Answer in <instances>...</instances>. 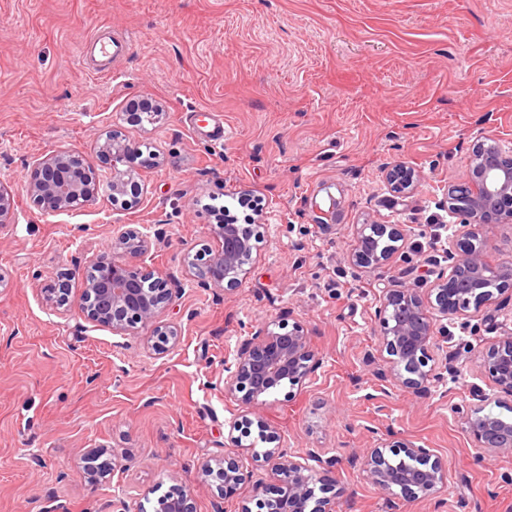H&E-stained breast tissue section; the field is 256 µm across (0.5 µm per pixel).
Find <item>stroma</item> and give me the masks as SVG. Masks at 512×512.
I'll list each match as a JSON object with an SVG mask.
<instances>
[{"label": "stroma", "instance_id": "obj_1", "mask_svg": "<svg viewBox=\"0 0 512 512\" xmlns=\"http://www.w3.org/2000/svg\"><path fill=\"white\" fill-rule=\"evenodd\" d=\"M97 31L130 51L100 66L85 45ZM145 97L156 122H127ZM112 132L136 149L139 206L101 196L43 214L26 191L32 165L68 148L107 175L99 147ZM479 136L512 149V0H0V180L16 200L0 226V512H154L175 488L192 490L194 512H262L251 478L264 458L238 456L234 493L200 480L231 451L229 421L259 417L288 455L335 458L322 495L336 512H512V454L475 447L465 424L475 409L512 420V396L483 369L512 336V291L437 319L425 391L391 374L376 313L383 289L424 291L447 273L431 226ZM398 163L419 179L395 199L383 171ZM322 189L341 202L328 229L302 209ZM245 190L262 215L241 204ZM220 206L264 224L231 291L187 265L215 247ZM152 224L164 238L140 264L167 276V318L181 325L160 355L149 329L116 336L45 299L63 273L79 297L113 235ZM364 224L404 230L385 268L350 259ZM281 325L301 326L320 364L305 387L245 407L225 393L224 367ZM386 439L432 449L444 487L402 498L373 485L364 457ZM97 448L130 467L91 478Z\"/></svg>", "mask_w": 512, "mask_h": 512}]
</instances>
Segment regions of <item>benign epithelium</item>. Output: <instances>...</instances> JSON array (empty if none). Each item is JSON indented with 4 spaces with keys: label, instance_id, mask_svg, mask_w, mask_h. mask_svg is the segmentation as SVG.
Here are the masks:
<instances>
[{
    "label": "benign epithelium",
    "instance_id": "benign-epithelium-1",
    "mask_svg": "<svg viewBox=\"0 0 512 512\" xmlns=\"http://www.w3.org/2000/svg\"><path fill=\"white\" fill-rule=\"evenodd\" d=\"M130 143L105 139L100 152L111 166V179L102 181L90 171L85 159L68 149L57 150L40 159L31 170L27 192L45 215L75 210L106 194L112 199L127 197L125 204L134 207L141 201L142 185L125 169ZM384 183L395 198L413 192L418 181L415 169L395 164L384 170ZM329 208L317 206L314 223L326 228L336 222L337 199L329 196ZM444 205L466 228V237L459 247L448 250L449 270L431 285L429 294L422 296L415 288L400 285L387 288L378 308L380 339L389 355V363L397 379L419 389L434 377L427 368L429 349L436 344L433 315L479 310L492 298V292L480 287L484 281L497 277V291L512 288V263L502 261L491 265L484 253L488 239L483 229L489 224L512 222V154L503 151L490 138L481 136L472 147V156L465 177L448 187ZM15 197L10 186L0 181V224L10 223ZM258 224L210 225V234L218 247L208 251L201 275L213 288L232 290L247 273L253 253L259 251L264 238ZM389 241L387 250L373 251L365 242L375 239ZM403 233L395 224H363L357 232L351 253L353 264L364 268H379L399 250L397 243ZM151 235L134 229L117 233L112 251L99 255L91 262L94 278L84 283L82 295L70 299L66 274H61L46 289V300L67 311L76 310L87 320L112 328L116 335H131L140 324L153 328L159 340L152 345L158 354L177 345L180 325L164 319L173 308L176 296L167 280L153 272L142 270L137 261L151 249ZM320 363L303 329L294 327L287 332L265 329L243 341L238 347L224 380V392L242 394L241 401L249 406L261 396L274 393L282 384L301 386ZM489 380L502 392L512 396V336H506L489 349L483 360ZM256 426L262 442L270 445L263 451L264 459L273 462L268 477L278 484L279 512H333L332 504L318 498L315 489L333 460L323 458L318 448L307 450L303 460H294L280 450L276 433L257 418ZM468 432L477 448L512 453V421L489 414L474 412L467 418ZM108 455V449L97 448L87 457L84 469L98 473L105 467L122 466L117 457L100 465L91 464ZM369 480L388 493L416 497L433 494L446 480L445 470L430 449L413 442H382L371 449L365 460ZM203 478H213L226 490L241 484L243 474L237 461L229 456L211 459L201 468ZM266 477V478H268ZM266 478H257L252 490L260 493ZM164 512H193L191 493L184 491L173 497L164 495Z\"/></svg>",
    "mask_w": 512,
    "mask_h": 512
}]
</instances>
